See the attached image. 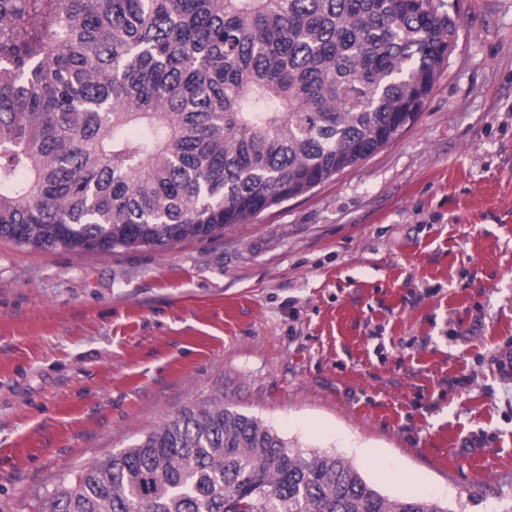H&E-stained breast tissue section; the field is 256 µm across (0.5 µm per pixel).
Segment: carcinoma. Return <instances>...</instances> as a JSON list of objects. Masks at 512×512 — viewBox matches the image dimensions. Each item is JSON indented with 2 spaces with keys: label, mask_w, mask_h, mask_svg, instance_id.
<instances>
[{
  "label": "carcinoma",
  "mask_w": 512,
  "mask_h": 512,
  "mask_svg": "<svg viewBox=\"0 0 512 512\" xmlns=\"http://www.w3.org/2000/svg\"><path fill=\"white\" fill-rule=\"evenodd\" d=\"M455 34L432 0H0V241L108 254L247 224L396 140ZM43 508L451 512L215 403Z\"/></svg>",
  "instance_id": "carcinoma-1"
}]
</instances>
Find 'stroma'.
I'll return each instance as SVG.
<instances>
[{"label":"stroma","mask_w":512,"mask_h":512,"mask_svg":"<svg viewBox=\"0 0 512 512\" xmlns=\"http://www.w3.org/2000/svg\"><path fill=\"white\" fill-rule=\"evenodd\" d=\"M415 123L224 234L116 253L0 241V512L204 401L384 497L512 506V0H433Z\"/></svg>","instance_id":"1"}]
</instances>
